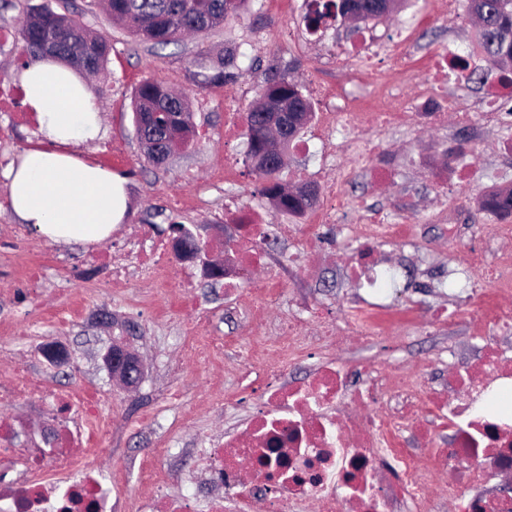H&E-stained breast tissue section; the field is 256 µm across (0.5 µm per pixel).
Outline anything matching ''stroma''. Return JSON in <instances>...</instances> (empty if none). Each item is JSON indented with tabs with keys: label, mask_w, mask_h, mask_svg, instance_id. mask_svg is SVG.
<instances>
[{
	"label": "stroma",
	"mask_w": 512,
	"mask_h": 512,
	"mask_svg": "<svg viewBox=\"0 0 512 512\" xmlns=\"http://www.w3.org/2000/svg\"><path fill=\"white\" fill-rule=\"evenodd\" d=\"M271 2L249 0L246 13L227 20L222 29L161 48L110 22L100 0H0L1 29L17 30L33 9L48 5L79 19L111 45L105 72L86 78L91 100L102 113L99 132L74 147L81 158L111 169L126 182L129 210L112 235L100 242V249L140 251L150 245L142 235L143 225H151L155 238L166 242L169 226L182 224L208 243L212 256L223 257L227 239L217 215L228 198L257 210L264 223L287 222V215L258 192L260 184L245 162V136H238L232 145L224 143L225 101L236 100L240 112H248L270 70L286 72L304 93H311L313 83L322 81L344 88L348 97L363 104L373 100V92L351 83L345 69L324 66L326 51L344 49L371 31L383 36L413 31L419 39L420 62L413 81L400 85L398 76L388 71L383 84L401 87L413 111L421 112L425 109L422 89L429 80L425 61L451 51L464 54L476 45L472 18L449 13L448 0H402L391 15L357 25L334 22L315 35L305 31L302 0H291L286 9L273 8ZM230 48L240 53L238 66L232 77L215 82L218 59ZM147 79L162 80L186 93L196 128L192 145L160 166L146 162L132 120V93ZM489 94V84L467 83L465 96L473 109V126L458 125L450 114L437 128L415 120L401 129L381 132L375 163L393 169L392 182L380 184L364 174L356 177L355 189L367 203L389 210L409 205L420 226L416 246L388 243L380 249V259L397 271L403 296L413 301L414 314L410 329L392 324L383 326L379 334L401 337L395 360H428L429 374L435 379L449 372L441 364L448 344H455L456 361L463 366L478 361L482 345L471 337L478 325L475 314H466L453 330L435 332L425 327L428 305L461 296L465 277L460 268L469 248L512 250V239L497 236L498 216L477 204L478 196L512 185V155L499 150L500 145L512 144V124L498 126L490 136L481 130ZM321 131L319 121L311 120L289 147L282 174L289 184L334 179L336 172L326 163ZM42 142L38 121L23 119L16 109L0 112V349L7 350L30 378L49 388L93 389L109 401L105 417L112 424V434L103 442L109 453L101 463L112 474V505L118 508L125 497L146 493L145 467H164V459L151 463L146 458L158 440H169L172 455L180 456L194 447L198 437L223 433L230 409L248 393L241 379L248 363L238 347L272 341L276 326L271 323L260 329L252 322L246 308L251 289H240L242 304L235 309L224 296L222 279L197 275L192 293L210 313L208 335L232 336L238 345L216 358L194 357L185 347L181 329L189 315L174 305L177 285L103 288L93 278H69L68 270L83 264L90 246L54 243L33 230L28 233L27 254L30 260L42 258L47 263L36 297L38 306L51 311L76 298L84 302L85 310L64 325L48 319L37 324L29 321L14 297L19 268L1 250L18 225L8 204L4 173L25 149ZM228 163L238 170L237 178L229 182L224 179ZM450 164L469 169L471 176L464 186L445 191L431 173ZM442 193L453 201L449 223L461 227L453 243L439 235L432 222V200ZM321 245L330 249V260L306 259L282 274L277 317L301 315L306 306L321 305L341 319L365 297V290L353 287L342 275L355 241L337 240L336 229L330 226ZM102 313L112 316V324L98 323ZM116 338L143 361L144 379L135 389L116 385L103 364L102 356ZM44 339L63 343L69 351L70 359L58 373L47 371L35 350Z\"/></svg>",
	"instance_id": "obj_1"
}]
</instances>
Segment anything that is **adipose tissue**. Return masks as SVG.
<instances>
[{"instance_id": "adipose-tissue-1", "label": "adipose tissue", "mask_w": 512, "mask_h": 512, "mask_svg": "<svg viewBox=\"0 0 512 512\" xmlns=\"http://www.w3.org/2000/svg\"><path fill=\"white\" fill-rule=\"evenodd\" d=\"M22 87L44 142L26 149L7 173L13 214L56 243L106 240L122 220L127 199L119 176L72 150L100 127L86 85L71 67L45 58L26 70Z\"/></svg>"}]
</instances>
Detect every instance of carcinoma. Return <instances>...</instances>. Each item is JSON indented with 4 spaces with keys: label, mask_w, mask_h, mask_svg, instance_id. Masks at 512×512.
<instances>
[{
    "label": "carcinoma",
    "mask_w": 512,
    "mask_h": 512,
    "mask_svg": "<svg viewBox=\"0 0 512 512\" xmlns=\"http://www.w3.org/2000/svg\"><path fill=\"white\" fill-rule=\"evenodd\" d=\"M397 0H326L321 9L306 15L307 24L325 25L336 17L355 15L362 20L378 17ZM248 0H107L110 17L126 25L134 35L154 45L179 42L187 34H203L221 28L239 16ZM468 10L478 24L479 48L484 65L472 71V79L485 83L492 74L512 78V0H468ZM20 40L29 54L42 57L48 43L52 57L70 67L90 73L106 69L107 41L90 32L81 22L48 6L30 14L19 29ZM133 121L138 137L161 139L168 130L179 134L182 146H189L195 132L188 97L173 93L158 79L140 83L132 101ZM312 118L311 103L301 86L288 76L276 73L263 87L259 103L247 112L245 162L261 184V194L277 209L296 214L314 201L309 185L289 187L282 182L284 165L269 166L256 159L263 130L277 127V149L285 156L289 145ZM495 211L512 214V186L497 189Z\"/></svg>",
    "instance_id": "cac0c4a2"
}]
</instances>
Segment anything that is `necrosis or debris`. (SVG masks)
I'll return each mask as SVG.
<instances>
[{
	"label": "necrosis or debris",
	"instance_id": "obj_1",
	"mask_svg": "<svg viewBox=\"0 0 512 512\" xmlns=\"http://www.w3.org/2000/svg\"><path fill=\"white\" fill-rule=\"evenodd\" d=\"M416 56L410 36L388 42L364 41L349 57L356 79L376 85L383 70L397 71L403 82L413 78ZM463 56L432 61L426 87L428 122L439 125L447 111L468 121L460 100L438 94L448 74L469 70ZM324 128L350 137V163L336 169V179L317 187L318 205L306 211L302 224L261 223L251 209L229 202L224 223L232 237L224 250V292L235 296L256 267L279 261L297 263L295 254L274 257L270 237L293 239L315 247L323 225L337 227L339 237L358 242L346 273L360 288L371 289L374 303L352 307L342 321L313 307V329L301 333L296 318L278 323L276 358L251 355L256 385L245 399L248 413L235 426L194 449L188 471L153 468L152 494L130 498L125 512H428L433 501L451 504L453 512H490L481 482L496 481L500 499L512 503V414L478 411L489 395L512 391V356L489 345L475 365L450 371L441 388L431 386L426 361L403 368L395 377L376 362L352 367L344 345H333L337 329L356 344L370 345L380 324L395 314L387 289L378 287L380 244L417 239L411 210L391 215L349 194L352 174H376L379 132L400 127L411 118L400 88L381 90L370 111L343 102L323 112ZM354 215L351 224L345 215ZM134 262L142 280L154 285L178 281L185 292L180 310L191 312L186 336L197 335L207 322L188 287L190 273L176 275L166 246L145 249ZM490 265L491 277H467L466 295L452 306H430L426 323L449 329L466 310L479 312L487 328L512 329V307L502 305L512 293V252L483 246L468 252L469 268ZM305 358L315 365L303 379L292 376ZM19 395L48 396L49 424L21 430L0 424V512H112V484L98 466L101 440L112 427L103 418L104 398L82 388L45 394L41 384L18 371L0 370V401ZM448 431L445 447L433 445L436 428ZM448 471L445 486L434 481L437 469Z\"/></svg>",
	"mask_w": 512,
	"mask_h": 512
}]
</instances>
